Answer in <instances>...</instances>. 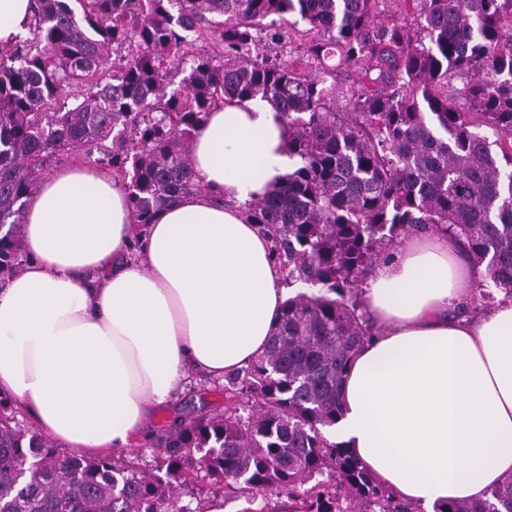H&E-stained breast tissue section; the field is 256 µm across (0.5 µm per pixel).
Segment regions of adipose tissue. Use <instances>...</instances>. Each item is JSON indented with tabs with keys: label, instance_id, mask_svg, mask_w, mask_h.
Returning a JSON list of instances; mask_svg holds the SVG:
<instances>
[{
	"label": "adipose tissue",
	"instance_id": "ef3b65f1",
	"mask_svg": "<svg viewBox=\"0 0 512 512\" xmlns=\"http://www.w3.org/2000/svg\"><path fill=\"white\" fill-rule=\"evenodd\" d=\"M33 11L0 0V53ZM287 146L267 100L216 107L192 141L200 191L139 239L110 170L62 167L28 197L27 259L0 289V394L44 438L126 452L189 371L220 381L265 352L290 291L246 206L292 170ZM476 277L428 233L376 262L363 292L374 334L343 379L333 436L417 512L512 479V302L462 314Z\"/></svg>",
	"mask_w": 512,
	"mask_h": 512
}]
</instances>
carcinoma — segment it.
I'll return each instance as SVG.
<instances>
[{
	"label": "carcinoma",
	"instance_id": "carcinoma-1",
	"mask_svg": "<svg viewBox=\"0 0 512 512\" xmlns=\"http://www.w3.org/2000/svg\"><path fill=\"white\" fill-rule=\"evenodd\" d=\"M75 2L34 0L0 53V280L23 261L25 199L51 159L80 151L112 168L139 235L200 189L192 139L208 113L259 96L295 165L248 213L284 286L313 292L288 297L265 353L224 375L234 405L180 421L148 471L61 454L0 403V512H170L199 484L245 512H414L328 430L371 336L364 275L396 243L461 242L484 265L469 313L512 298V0ZM393 3L399 17L378 20ZM345 70L357 80L340 112ZM270 489L288 506L270 507ZM435 512H512V480Z\"/></svg>",
	"mask_w": 512,
	"mask_h": 512
}]
</instances>
